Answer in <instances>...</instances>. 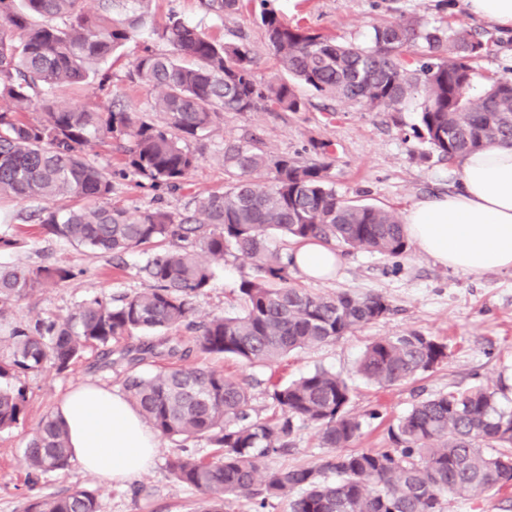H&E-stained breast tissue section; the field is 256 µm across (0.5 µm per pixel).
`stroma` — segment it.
<instances>
[{"instance_id":"stroma-1","label":"stroma","mask_w":512,"mask_h":512,"mask_svg":"<svg viewBox=\"0 0 512 512\" xmlns=\"http://www.w3.org/2000/svg\"><path fill=\"white\" fill-rule=\"evenodd\" d=\"M272 4L290 24L362 46L369 45L375 26L410 16L444 30L464 25L479 33L485 44L475 62L482 73L512 72V29H492L476 21L465 11L463 0H272ZM152 9L157 22H164L174 12L220 42L247 39L255 53L256 77L267 81L277 76L275 57L264 40L257 8L250 6L221 20L206 14L200 0H154ZM141 40L153 41L160 51L167 48L165 42L154 40L151 31H141L137 42L128 43L120 55L96 64V73L86 84L63 89V97L96 100L97 75L108 70L112 73L113 96L131 110L145 109L150 93L127 77ZM303 96L307 108L302 112L225 113L210 134L193 142L199 165L183 190L155 191L131 177L115 182L113 204L141 211L163 208L182 213L193 209L195 196L225 186V140L246 141L252 137L258 149L302 162L313 156L312 141L331 142L337 193L393 208L402 216L419 200L457 187V162L440 160L415 133L417 105H408L400 112H377L309 90ZM38 206L35 200L0 198V232L21 242L17 249L0 252V265L56 264L76 269L77 275L59 285L37 289L20 301L15 311L0 321V336L7 335L18 322L37 316L63 318L92 297L118 298L145 286L137 274L145 259L142 252L126 254L119 264L110 254L92 253L46 234L41 226L26 219ZM341 259L333 278L309 280L296 271L292 274L294 284L321 295L340 291L359 296L380 294L392 305L390 315L336 341L293 353L279 363L249 367L230 357L194 354L183 360V367L208 365L246 380L251 414L258 418L271 413V383L297 380L317 367L333 371L351 389L349 410L362 423L354 446L364 450L390 447L389 426L416 401L428 396L481 384L497 389L500 403L512 407L511 269L475 277L438 263L413 244L396 259L366 250L342 252ZM251 273L250 264L240 259L230 258L217 266L210 287L196 302V321H206L215 314L240 313L238 285ZM410 330L447 343V360L413 381L390 387L370 383L359 375L358 363L368 343ZM127 370L126 362L118 355L105 358L99 349L88 348L66 372L47 368L20 379H0L5 387L24 386L28 399L24 422L0 430V512H22L32 496L60 495L76 487L94 492L100 512H196L201 494L177 482L170 465L188 450L195 458L213 460L217 449L203 441H160L152 469L122 484L105 482L76 463L42 477L38 484L28 481L23 450L38 421L53 414L58 401L79 385L92 383L122 392ZM291 440L287 453L265 459L264 473L314 467L328 454L312 426L300 427Z\"/></svg>"}]
</instances>
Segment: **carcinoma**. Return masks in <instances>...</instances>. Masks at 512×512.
<instances>
[{
	"instance_id": "obj_1",
	"label": "carcinoma",
	"mask_w": 512,
	"mask_h": 512,
	"mask_svg": "<svg viewBox=\"0 0 512 512\" xmlns=\"http://www.w3.org/2000/svg\"><path fill=\"white\" fill-rule=\"evenodd\" d=\"M153 0H0V195L82 201L45 206L31 216L49 234L117 259L142 248L138 274L148 286L117 299L83 302L62 320L36 318L0 337L7 355L0 378L51 367L62 373L88 346L107 347L139 333L156 343L127 347L133 367L148 359L171 360L150 377L129 370L128 399L161 438L205 440L222 454L212 461L187 455L170 465L173 477L204 496L197 512H224V497H244L263 509L288 498L289 512H442L447 495L479 496L512 485V410L485 387L425 398L389 429L393 447L354 450L361 422L348 413L351 389L324 368L270 394L268 419L250 413L247 384L208 367L182 368L193 352L224 354L248 364L273 363L289 353L352 333L391 314L382 295L349 292L322 296L291 283L289 247L315 240L394 258L408 247L399 215L336 193L331 144H312L300 162L239 141L224 144L222 191L201 194L195 210L176 215L162 208L130 212L109 203L115 179L130 172L156 189L183 186L199 157L191 142L210 133L226 112H302V86L369 110L400 112L421 95L417 135L443 160L512 142V76L485 78L476 91L475 60L484 44L464 26L444 32L411 16L373 29L371 44H339L311 28L292 27L260 0L265 39L284 77L255 78L250 43L217 42L171 15L155 24ZM222 20L243 0H201ZM150 27L169 50L146 47L128 72L154 93L159 127L117 100L65 101L62 85L87 81L92 66ZM29 112L33 118L26 117ZM116 145L125 168L104 170L86 156L91 136ZM284 238V249L268 245ZM248 259L254 275L239 284L243 311L195 323V303L209 288L212 264ZM73 276L61 266H0V319L30 292ZM196 331L193 344L171 345L167 334ZM448 358V346L418 331L367 345L358 372L379 386L407 382ZM26 391L0 387V429L23 420ZM302 425L318 430L334 449L315 468H294L260 481L262 458L290 445ZM23 460L38 477L69 467L66 428L43 417ZM336 480L329 482L326 474ZM23 512H99L95 494L76 488L65 495L34 497Z\"/></svg>"
}]
</instances>
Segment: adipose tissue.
I'll return each instance as SVG.
<instances>
[{
    "label": "adipose tissue",
    "instance_id": "ef3b65f1",
    "mask_svg": "<svg viewBox=\"0 0 512 512\" xmlns=\"http://www.w3.org/2000/svg\"><path fill=\"white\" fill-rule=\"evenodd\" d=\"M460 186L416 203L404 218L408 241L442 265L468 274L512 269V146L494 145L458 159ZM295 268L315 280L332 277L339 256L316 241L292 250ZM70 452L87 472L124 482L148 472L158 442L118 394L92 385L68 393L54 411Z\"/></svg>",
    "mask_w": 512,
    "mask_h": 512
}]
</instances>
